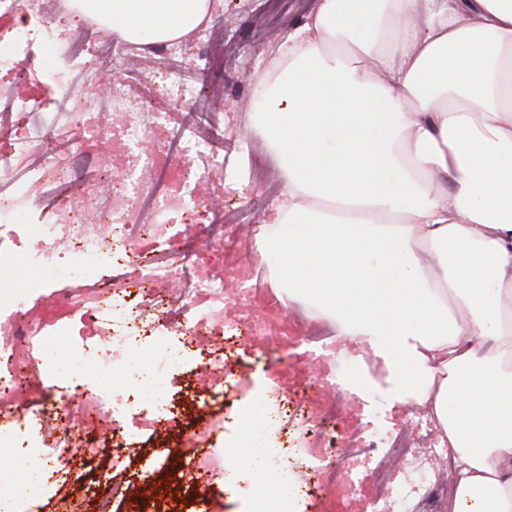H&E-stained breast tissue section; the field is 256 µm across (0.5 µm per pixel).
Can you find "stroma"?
<instances>
[{
  "instance_id": "obj_1",
  "label": "stroma",
  "mask_w": 512,
  "mask_h": 512,
  "mask_svg": "<svg viewBox=\"0 0 512 512\" xmlns=\"http://www.w3.org/2000/svg\"><path fill=\"white\" fill-rule=\"evenodd\" d=\"M310 7L311 0H213L212 45L186 40L182 59L188 76L206 79L198 110L209 113L214 128L224 133V162L210 166L205 184L224 200L226 235L245 244L254 263L265 268L261 297L225 305L224 313L250 323L274 320L288 332L289 351L278 350L272 339L255 343L241 337L229 349L211 343V351L223 358L225 371L233 372L236 382L224 398L206 407L198 405L195 397L209 388L211 374L205 366L188 363L176 391L175 400L182 414L175 422L154 432L146 431L141 448L135 450L100 448L93 456L83 458L75 449L59 448L71 478L29 502L23 512H70L75 506L80 512H94L92 497L79 479L89 468L105 472L112 480L132 484V492L127 499L114 503L113 512H251L252 489L245 459L235 462L237 481L212 480L204 497L191 501L187 498L188 482L176 461L169 459L167 445L192 429L218 422L224 425L225 443H232L241 433L246 413L256 398H263L268 404L284 399H315L321 380L330 371L325 359L303 363L302 354L311 351L305 340L309 323L299 316L304 305L276 298L271 284L275 266L257 252V239L282 198L283 179L280 171H272L273 187L269 190L253 179L254 161L266 156L267 150L251 132L253 114L249 109L256 75L285 50L289 37L303 26ZM56 71L57 61L52 55L46 56L43 66L28 69L21 76L0 68V86L14 87L19 95L35 97L53 108L64 93ZM129 275V270H116L104 262L89 277L57 281L31 299L25 321L28 327H36L38 314L49 307L56 294L80 297L90 287L107 289ZM371 413L381 428H409L418 436H439L434 423L418 425L410 407L388 409L384 404L367 402L360 395L352 399L344 431H357ZM316 425L314 415L293 416L286 426L268 433L269 439L287 442L298 460L297 467L291 470L290 484L311 485L306 494L296 499L291 512H371L375 488L367 477L369 467L363 462L355 464L360 485L348 502L330 500L323 490L313 486L321 465L313 446Z\"/></svg>"
}]
</instances>
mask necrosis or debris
Masks as SVG:
<instances>
[{
  "instance_id": "1",
  "label": "necrosis or debris",
  "mask_w": 512,
  "mask_h": 512,
  "mask_svg": "<svg viewBox=\"0 0 512 512\" xmlns=\"http://www.w3.org/2000/svg\"><path fill=\"white\" fill-rule=\"evenodd\" d=\"M162 49L170 64L147 84L144 94H131L120 82L109 88L113 111L125 118L121 134H114L111 123L88 115L78 92L66 91L62 111L80 115L69 130L71 141L83 147L79 154L50 144L47 127L36 120L46 109L42 101L0 87V112L10 113L19 130L7 158L0 159V236L17 232L23 243L19 250L0 249V268L20 263L30 268L29 281L11 292H0V315L22 311L32 294L52 280L78 271L90 273L102 261L118 268L134 266L138 242L152 244L145 272L128 284L111 291L94 289L79 298L57 297L56 316L34 331L36 351L26 350V332L17 322L0 318V402L11 403L23 386L36 396L33 406L25 410L23 425L0 424V447L19 457L38 459L49 479L63 470L56 453L59 447L88 455L104 436L112 438L116 447L128 448L140 438L135 418L150 427L174 419L171 378L186 365L187 343L197 342L216 327L229 339L245 335L262 342L269 337L267 328H247L241 320L224 315L225 305L234 302L237 294H253L257 267L235 261L238 279L233 288L220 278L199 277L192 265V240L177 243L170 233L171 219L178 218L203 226L204 242L223 238L224 210L202 186L189 192L178 181L181 164L196 155L213 159L220 152L213 142L197 136L206 115L194 108L198 82L187 77L179 64L182 41L167 42ZM54 54L67 70L79 71L84 84L97 83L105 71L120 72L130 65L128 53L108 39L95 57L87 56L77 43L55 48ZM158 95L181 107L182 122L143 153L139 146L145 139L158 129L169 128V114L155 111L151 104ZM117 136L134 161L128 168L129 183L106 191L102 188L105 168L97 148ZM74 184L82 194L97 199L95 211H87L64 195V188ZM172 284L180 286L184 297L176 324H145L137 294ZM63 338L71 345L67 356L57 350ZM139 345L150 348V356L130 362L124 348ZM87 373L138 381L136 388L115 398L103 392L83 395L82 412L97 417L103 425L98 437L83 433L69 412L57 407L58 398L74 390L75 378ZM350 407L345 389L335 384L318 409L321 424L314 439L326 461L317 474L321 487L349 493L355 480L345 471L354 458L365 457L374 463L377 494L373 512H428L434 498L447 496L457 471L454 455L434 442L419 446L412 430L406 428L368 435L340 433ZM50 425L58 433L51 441L43 434ZM411 458L415 467L400 491L391 493L394 466Z\"/></svg>"
}]
</instances>
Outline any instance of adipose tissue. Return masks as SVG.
<instances>
[{
    "label": "adipose tissue",
    "instance_id": "adipose-tissue-1",
    "mask_svg": "<svg viewBox=\"0 0 512 512\" xmlns=\"http://www.w3.org/2000/svg\"><path fill=\"white\" fill-rule=\"evenodd\" d=\"M211 0H75L157 44ZM285 200L280 283L427 403L463 459L452 512H512V0H315L256 78Z\"/></svg>",
    "mask_w": 512,
    "mask_h": 512
}]
</instances>
